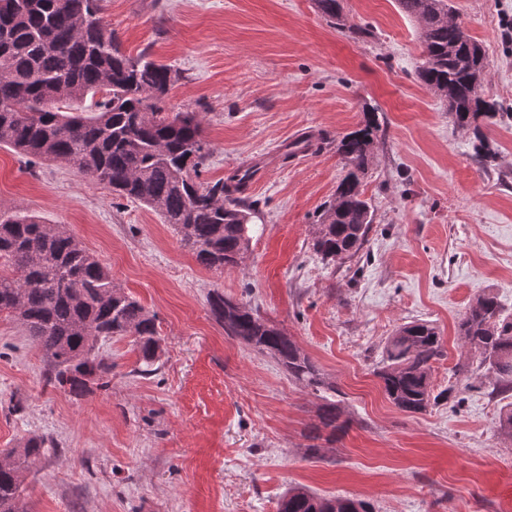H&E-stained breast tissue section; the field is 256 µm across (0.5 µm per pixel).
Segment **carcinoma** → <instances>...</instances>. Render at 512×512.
Wrapping results in <instances>:
<instances>
[{
	"label": "carcinoma",
	"instance_id": "1",
	"mask_svg": "<svg viewBox=\"0 0 512 512\" xmlns=\"http://www.w3.org/2000/svg\"><path fill=\"white\" fill-rule=\"evenodd\" d=\"M331 25L351 30L340 0H315ZM417 18L423 63L418 78L448 103L454 125L478 140L479 161L491 157L479 119L512 113L482 97L484 55L462 25L449 18L448 0H398ZM121 50L101 16V0H0V146L74 166L96 184L157 212L180 234L203 267L240 266L251 241L242 220L252 206L241 200L254 171L237 170L227 182H198L208 155L197 112H172L155 90L169 91L178 74L143 52ZM100 99H95L96 95ZM94 107L85 106L87 99ZM381 132L378 112L336 138L346 174L336 197L319 215L312 248L322 260L350 259L364 249L374 209L362 191ZM224 333L266 354L290 377L319 391L334 389L319 368L283 330L256 311L221 294L210 299ZM18 321L43 353L49 382L80 395L112 371L97 343L131 336L140 373L157 370L162 347L156 315L112 283L110 269L69 232L53 229L24 211L0 215V315ZM464 341L495 377L491 394L512 391V315L492 293L480 295L461 318ZM444 356L442 337L427 322L401 326L390 337L377 371L388 400L419 413L432 396V362ZM329 437L343 433L336 405L322 408ZM46 440L29 438L20 450L0 457V512H23V485L41 460ZM278 512H372L352 497H321L288 488Z\"/></svg>",
	"mask_w": 512,
	"mask_h": 512
}]
</instances>
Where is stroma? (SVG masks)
<instances>
[{
  "label": "stroma",
  "mask_w": 512,
  "mask_h": 512,
  "mask_svg": "<svg viewBox=\"0 0 512 512\" xmlns=\"http://www.w3.org/2000/svg\"><path fill=\"white\" fill-rule=\"evenodd\" d=\"M482 45L485 98L512 112V0H450ZM339 32L314 0H102L122 48L179 74L166 97L203 118L210 185L255 167L240 268L201 266L171 225L61 161L0 147V213L62 225L112 282L156 313L163 353L139 372L128 337L99 341L107 387L81 395L46 379L23 327L0 317V451L31 437L49 448L24 483L26 512H278L288 487L354 497L374 512H512V436L503 400L458 323L484 292L512 313V121L482 122L491 167L421 85L420 27L397 0H342ZM374 107L385 128L362 189L374 207L359 255L312 248L319 210L343 175L337 136ZM309 138L307 150L289 144ZM258 309L315 362V391L227 336L213 293ZM443 338L434 399L406 413L377 370L403 324ZM335 403L350 427L319 438Z\"/></svg>",
  "instance_id": "stroma-1"
}]
</instances>
